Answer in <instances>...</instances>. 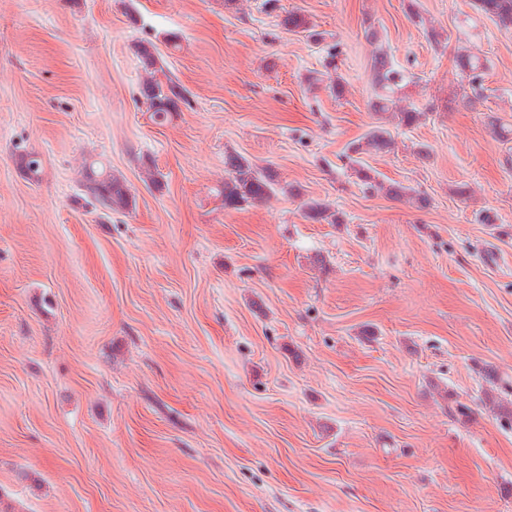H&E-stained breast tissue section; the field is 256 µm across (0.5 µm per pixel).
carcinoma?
<instances>
[{
  "label": "carcinoma",
  "mask_w": 512,
  "mask_h": 512,
  "mask_svg": "<svg viewBox=\"0 0 512 512\" xmlns=\"http://www.w3.org/2000/svg\"><path fill=\"white\" fill-rule=\"evenodd\" d=\"M474 6L490 18L501 31L512 33V0H474ZM281 24L288 31L310 30V23L298 13L286 15ZM134 48L141 70L146 74L140 86V95L148 105L150 119L162 124L181 111V105L186 101V91L164 74L154 44L141 42L134 45ZM455 63L461 79L468 80V84L473 87L476 86L485 69L481 57L468 50L460 51L455 56ZM371 72L373 83L381 90L372 101V111L377 115L385 112L396 113L401 126L418 123L423 113L414 104L405 103L403 99L394 97L395 90L401 86L404 76L396 67L392 56L384 50L377 52L371 61ZM394 144L391 130L378 121L370 127L361 141L351 146V152L358 156L367 152L388 153L393 150ZM355 163V174L360 181L371 187L382 186L373 170L365 167L359 159L355 160ZM17 164L29 180L39 181L42 160L37 154L21 153L17 156ZM224 169V182L217 192V197L221 207L226 211L240 210L245 205L265 201L280 189L277 176L271 167L258 166L244 156L224 157ZM85 187L105 211H126L135 205V198L125 179L110 171L97 172L89 169L85 177ZM384 190L392 199L406 198L422 206L427 205L426 199L413 196L411 189L402 184L390 183ZM303 211L305 217L314 222L340 223L336 213L317 201L304 202Z\"/></svg>",
  "instance_id": "carcinoma-1"
}]
</instances>
